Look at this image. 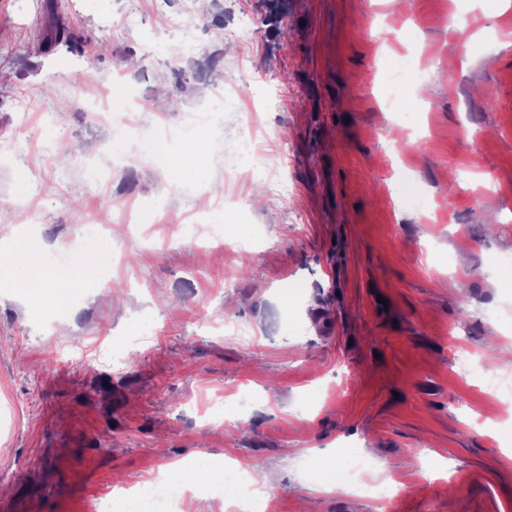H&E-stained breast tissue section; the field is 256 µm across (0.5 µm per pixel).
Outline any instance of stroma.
<instances>
[{
	"mask_svg": "<svg viewBox=\"0 0 512 512\" xmlns=\"http://www.w3.org/2000/svg\"><path fill=\"white\" fill-rule=\"evenodd\" d=\"M0 0V257L35 238L90 250L80 227L134 200L172 227L224 180V150L247 134L223 113L198 127L211 182L128 163L129 136L98 123L82 96L134 91L144 126L182 124L217 90L214 73L252 98L292 162L287 196L266 175L239 186L220 244L164 242L123 227L110 281L82 287L65 316L28 309L0 288V512H92L106 488L149 483L201 456L274 470V512H376L342 485L318 491L307 449L342 480L371 457L397 491L393 512H512V414L484 379L512 377V0ZM475 13L472 30L454 27ZM195 40L172 61L170 23ZM255 29L233 40L239 19ZM64 24L79 41L21 54ZM393 31L376 46L370 27ZM405 76L396 86L390 72ZM53 112L54 125L34 118ZM67 146L46 162L40 137ZM402 140L405 156L387 145ZM113 168L101 184L88 160ZM254 240L255 253L230 245ZM156 330L148 353L128 352ZM109 336L124 369L66 362L57 342L92 349ZM251 408L241 413L240 394ZM242 418L235 426L234 418Z\"/></svg>",
	"mask_w": 512,
	"mask_h": 512,
	"instance_id": "1",
	"label": "stroma"
}]
</instances>
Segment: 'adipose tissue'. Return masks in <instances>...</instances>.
Segmentation results:
<instances>
[{
    "label": "adipose tissue",
    "instance_id": "1",
    "mask_svg": "<svg viewBox=\"0 0 512 512\" xmlns=\"http://www.w3.org/2000/svg\"><path fill=\"white\" fill-rule=\"evenodd\" d=\"M111 259V243L102 242L75 265H59L43 247L20 248L4 264L12 270L16 286L26 289L30 308L38 310L54 306L76 284L97 279Z\"/></svg>",
    "mask_w": 512,
    "mask_h": 512
}]
</instances>
